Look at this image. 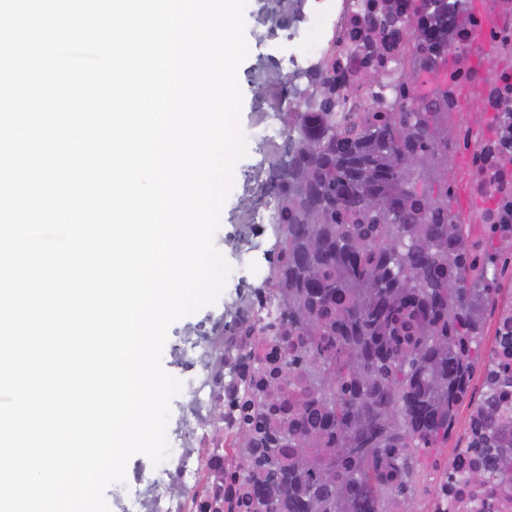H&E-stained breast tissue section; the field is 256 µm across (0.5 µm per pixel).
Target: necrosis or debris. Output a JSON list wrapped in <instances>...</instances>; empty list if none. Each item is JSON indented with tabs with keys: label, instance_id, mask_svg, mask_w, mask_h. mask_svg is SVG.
<instances>
[{
	"label": "necrosis or debris",
	"instance_id": "4bbe7bcc",
	"mask_svg": "<svg viewBox=\"0 0 512 512\" xmlns=\"http://www.w3.org/2000/svg\"><path fill=\"white\" fill-rule=\"evenodd\" d=\"M275 14L257 22L270 36L296 45L285 59L264 62L251 73L260 97L252 124L244 129L247 149L257 160L242 190L248 200L239 222L244 236L271 247L276 210L272 177L288 141V115L300 111L293 92L308 84L307 74L322 69L337 79L347 109L361 117L375 112L400 118L404 89L418 100L436 101L448 91V154L464 157L468 202L455 223L470 231L467 249L476 265L486 256L512 262V0H471L465 25L448 33V55L431 67L417 68L419 43L403 33L390 58L380 60L353 49L355 35L368 23L362 0H279ZM479 108L482 122H463ZM251 280L241 283L242 270ZM269 265L243 255L230 280L238 288L227 313L215 314L171 348L181 389L173 402L175 419L166 428L167 456L160 463L135 461L125 474L117 512H198L191 497L207 488V502L224 512H255L245 493L253 444L241 428L266 431L289 418L291 404L256 409L271 387L281 384L284 347L273 331L286 307L269 288ZM492 342L478 360L483 398L472 404L458 439L448 450V469L432 472V489L416 512H512V473L488 485L467 476L483 460L480 448L512 439V296L495 295ZM224 346V366L214 369L210 354ZM498 413L495 427L485 424L487 406Z\"/></svg>",
	"mask_w": 512,
	"mask_h": 512
}]
</instances>
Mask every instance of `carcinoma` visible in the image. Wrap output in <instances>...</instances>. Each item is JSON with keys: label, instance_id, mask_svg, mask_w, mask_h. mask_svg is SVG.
Listing matches in <instances>:
<instances>
[{"label": "carcinoma", "instance_id": "cac0c4a2", "mask_svg": "<svg viewBox=\"0 0 512 512\" xmlns=\"http://www.w3.org/2000/svg\"><path fill=\"white\" fill-rule=\"evenodd\" d=\"M467 2L366 6L384 34L368 55L385 56L415 19L427 49L417 66L427 67L466 22ZM343 107L330 87L288 127L292 168L266 257L272 287L288 299V335L302 337L288 360L299 411L255 449L253 466L265 472L251 488L259 512H380L384 489L409 496L413 451L448 438L497 293L487 271L467 263L468 232L452 221L448 197L414 191L421 172L442 177L435 145L447 139V113L411 103L398 121L347 123ZM369 193L397 208L372 210ZM496 466L512 469V442L496 450Z\"/></svg>", "mask_w": 512, "mask_h": 512}]
</instances>
